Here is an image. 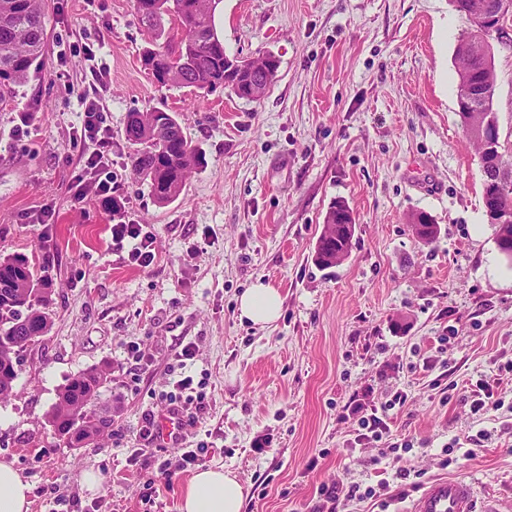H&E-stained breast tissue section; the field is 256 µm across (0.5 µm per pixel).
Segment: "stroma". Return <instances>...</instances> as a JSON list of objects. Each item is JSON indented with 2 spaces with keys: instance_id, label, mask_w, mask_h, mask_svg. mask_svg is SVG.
Wrapping results in <instances>:
<instances>
[{
  "instance_id": "obj_1",
  "label": "stroma",
  "mask_w": 512,
  "mask_h": 512,
  "mask_svg": "<svg viewBox=\"0 0 512 512\" xmlns=\"http://www.w3.org/2000/svg\"><path fill=\"white\" fill-rule=\"evenodd\" d=\"M223 2L227 54L280 60L261 100L156 84L141 58L163 42L134 0L46 2L43 63L0 99V254L49 256L53 325L0 400V459L30 482L31 512H179L195 473L186 447L237 474L244 512H311L334 482L376 492L340 512H407L438 478L470 480L487 512H512V379L501 371L512 263L485 220L482 168L457 114L469 21L454 0ZM492 49L500 141L512 146V46ZM84 95L108 115L117 216L95 188L79 200L69 190L96 148L69 141ZM155 109L178 115L203 156L164 206L133 175L125 135L128 113ZM336 200L356 232L346 260L323 269L314 247ZM417 211L439 228L432 244L408 222ZM119 222L152 233V264L113 244ZM259 281L283 298L265 327L237 309ZM182 341L196 349L183 370L172 359ZM103 363L99 407L113 425L68 447L48 413L69 377ZM183 373L205 407L183 445L160 449L172 479L149 493L131 456ZM480 383L499 408L472 412ZM397 394L388 437L359 439L349 407Z\"/></svg>"
}]
</instances>
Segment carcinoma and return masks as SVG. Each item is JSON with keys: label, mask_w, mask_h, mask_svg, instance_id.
I'll list each match as a JSON object with an SVG mask.
<instances>
[{"label": "carcinoma", "mask_w": 512, "mask_h": 512, "mask_svg": "<svg viewBox=\"0 0 512 512\" xmlns=\"http://www.w3.org/2000/svg\"><path fill=\"white\" fill-rule=\"evenodd\" d=\"M498 0H457L459 12L470 23L483 14H496ZM211 0H141L135 10L149 33L167 37L162 49L143 55L142 64L153 80L177 87H193L213 91L219 87L238 98L249 95L252 85L270 86L277 78L280 61L273 60V69L262 77H236L224 67V44L215 39L214 14ZM46 0H0V87L25 82L30 71L38 67L45 46ZM174 23L185 29L181 42L166 31L165 24ZM458 90L496 85V73L491 53L478 46L458 47ZM156 113L170 121L172 134L164 142L157 141L156 126L139 112L127 115L126 135L133 151L129 155L134 174L147 185L154 202L167 205L181 194L189 175L200 164L201 157L192 147L178 115L158 109ZM469 141L476 148L481 164L483 205L486 220L496 209L512 211V193L502 195L494 187L498 166L512 168V150L496 157L486 156L475 138ZM336 226V232H321L317 239L314 260L321 268L341 263L349 254L355 234V217L346 205L331 204L323 225ZM410 224L419 241L433 243L438 225L425 212L411 215ZM495 242L501 254L512 261V223L495 225ZM49 262L24 255H0V336L8 337L11 345H0V399L8 397L18 376L22 353L46 336L52 327L49 310ZM44 290L42 307L26 306L34 289ZM109 369L105 366L88 368L69 378L57 394L48 422L55 433L69 446L95 442L102 436L96 416L102 413L98 400L106 387Z\"/></svg>", "instance_id": "carcinoma-1"}]
</instances>
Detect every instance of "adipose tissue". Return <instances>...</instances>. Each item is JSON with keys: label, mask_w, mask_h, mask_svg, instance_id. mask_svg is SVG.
Masks as SVG:
<instances>
[{"label": "adipose tissue", "mask_w": 512, "mask_h": 512, "mask_svg": "<svg viewBox=\"0 0 512 512\" xmlns=\"http://www.w3.org/2000/svg\"><path fill=\"white\" fill-rule=\"evenodd\" d=\"M282 308L277 289L258 282L238 299L240 318L259 325L275 322ZM30 485L14 464L0 460V512H30ZM245 492L224 468H203L186 487L179 512H244Z\"/></svg>", "instance_id": "obj_1"}]
</instances>
